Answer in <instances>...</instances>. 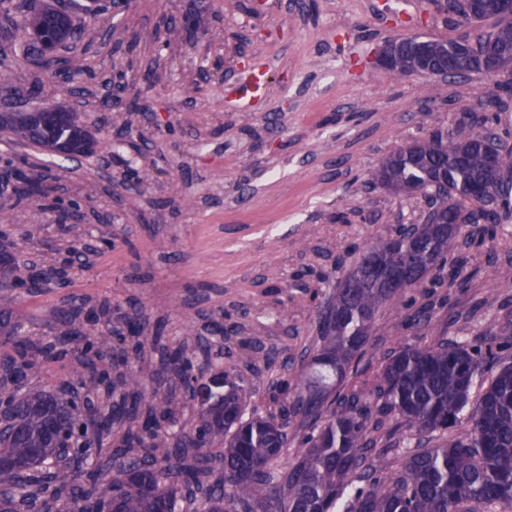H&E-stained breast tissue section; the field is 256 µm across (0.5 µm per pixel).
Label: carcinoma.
<instances>
[{
    "label": "carcinoma",
    "instance_id": "obj_1",
    "mask_svg": "<svg viewBox=\"0 0 512 512\" xmlns=\"http://www.w3.org/2000/svg\"><path fill=\"white\" fill-rule=\"evenodd\" d=\"M448 11L473 27L472 33L450 42L426 41L440 55L452 57L456 70L467 74L484 70V59L494 53L512 58V0H446ZM27 25L37 24L65 44L80 36L71 18L42 8L26 11ZM21 140L30 138L24 112L0 117ZM67 131L50 123L36 142L49 148ZM372 182L388 190L422 193L438 213L439 223L422 224L412 238L394 235L365 248L355 260L342 287L323 307L320 346L301 370L291 406L267 417H246L241 385L232 382L212 400L223 409L217 419L200 410V425L168 442L165 426L174 422L166 397L159 390H145L131 371L126 385L132 392L112 403L109 410L124 432L115 461L91 465L88 481L65 470L44 484L17 482L14 468H0V505L9 512H79L78 505L93 496L92 484L108 469L117 478L106 492H117L125 512H180L179 500L227 512L226 503L244 500L249 512H339L347 488L359 486L346 500L344 512H495L500 504L512 506V364H503L495 337L474 340L452 338L427 348L409 344L386 359L374 392L368 396L336 392L353 360L369 343V330L386 304L399 303L423 275L439 266L450 241L462 224H496L500 214L492 205L512 209V146L488 132L460 129L435 134L389 155ZM452 198L474 206L463 215ZM12 296L0 295V330L12 353L0 359V393H15L28 382L37 365L62 359L48 346L36 344L10 327ZM126 332L140 337L143 315L135 310L124 316ZM124 332V333H126ZM124 333L112 329L84 334L75 343L91 367L70 397L34 393L17 399L15 420L20 435L0 442V456L11 457L35 471L46 463L28 454L47 420L57 423L78 445L85 434L74 432L75 422L84 430L93 427L103 407L98 397L114 394L108 375L116 346ZM183 380H199L185 356L172 358ZM380 417L370 421L372 409ZM394 417L411 431L401 469L382 473L370 462L376 441L369 437L382 418ZM312 430L300 442L293 462L277 471L274 464L289 447L291 418ZM471 431L460 440L448 435L462 420ZM224 447V456L208 453ZM165 449L163 459L152 452ZM220 476H214V463ZM262 486L266 495L254 497Z\"/></svg>",
    "mask_w": 512,
    "mask_h": 512
}]
</instances>
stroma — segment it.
Returning <instances> with one entry per match:
<instances>
[{"label":"stroma","mask_w":512,"mask_h":512,"mask_svg":"<svg viewBox=\"0 0 512 512\" xmlns=\"http://www.w3.org/2000/svg\"><path fill=\"white\" fill-rule=\"evenodd\" d=\"M51 2L82 29L62 54L86 66L81 92L24 61L20 0H0V87H39L40 104L80 112L99 147L73 162L0 127V162L16 168L0 187V244L20 256L18 276L64 271L63 284L14 291L11 322L47 343L66 331L61 311L78 323L96 312L115 330L142 311L146 341L131 367L167 395L180 430L195 426L199 407L162 378L164 354L181 349L224 372L242 385L247 412L278 411L319 345L318 306L353 259L399 225L423 223V194L371 185L386 156L471 116L512 144V111L487 105L496 78H399L376 61L389 39L468 34L444 0H132L120 14ZM257 66L269 68L274 93L233 106L231 85ZM25 178L47 196L21 195ZM462 231L448 257L460 259L464 287L434 269L383 308L341 392L370 393L386 353L404 343L491 334L512 364V217L491 236L482 224ZM422 310L425 326L414 322ZM406 434L391 419L374 431L376 469H400L404 455L389 446Z\"/></svg>","instance_id":"35a3bbf8"}]
</instances>
